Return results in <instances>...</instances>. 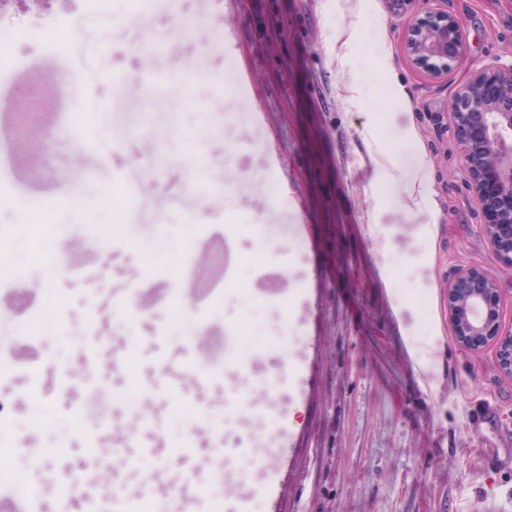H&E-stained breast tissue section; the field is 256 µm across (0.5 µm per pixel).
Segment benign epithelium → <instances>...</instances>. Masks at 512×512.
I'll use <instances>...</instances> for the list:
<instances>
[{"label":"benign epithelium","mask_w":512,"mask_h":512,"mask_svg":"<svg viewBox=\"0 0 512 512\" xmlns=\"http://www.w3.org/2000/svg\"><path fill=\"white\" fill-rule=\"evenodd\" d=\"M49 0H0V8L25 12L45 9ZM407 50L431 70L448 67L464 50L458 21L428 11L408 30ZM456 141L475 200L481 210L496 208L484 225L496 261L512 267V65L478 70L451 105ZM497 285L484 270L460 271L448 281V319L459 343L481 348L491 343L499 368L512 375V333L501 334L496 321Z\"/></svg>","instance_id":"1"}]
</instances>
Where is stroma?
<instances>
[{
  "mask_svg": "<svg viewBox=\"0 0 512 512\" xmlns=\"http://www.w3.org/2000/svg\"><path fill=\"white\" fill-rule=\"evenodd\" d=\"M359 0H176L175 18H161L166 37L161 59L131 49L121 31L134 16L128 0H109L103 11L82 0H53L41 14L0 10V29L14 30L9 53L23 70L0 79V141L15 139L16 100L35 69L52 73L60 88L58 109L39 112L48 130L65 129V117L84 119L75 167L92 175L94 191L79 217L110 230L105 201L124 191L125 175L155 152L169 155L144 193L157 205L182 191L189 178L221 181L229 195L213 197L200 223H172L168 248L178 252L196 237L217 244L232 239L239 264L224 285V302L239 327L236 349L252 351L258 340L281 347L275 369L288 378L291 423L279 436L280 418L268 409L261 438L245 430L212 427L224 415V387L232 378H206L187 361L170 329L171 311L158 306L133 335H112L95 355L91 384L123 389L128 381L113 366L125 349L138 360L145 387L143 447L129 485L143 489L162 462L157 445L178 450L192 434H214L204 453L231 456L235 468L208 482V499L235 497L262 465L265 440L280 438L282 464L275 499H261V512H512V376L501 372L493 345L474 351L460 344L448 319V280L477 268L496 281L497 325L512 331V268L489 251L484 216L457 151L450 116L452 100L479 69L512 64V0H420L394 15L387 0H373L369 13ZM456 18L462 54L448 70L433 73L407 52L405 36L424 9ZM71 19L73 39L92 52L99 76L88 80L85 58L50 52L22 29L35 20ZM355 25L344 67L331 53L337 28ZM211 57L210 70L197 58ZM146 73L180 83L184 108L152 111V94L140 83ZM357 81L362 105L348 100ZM122 82L135 124L113 146L102 113ZM247 97H236L240 82ZM416 141H409L407 131ZM57 151L48 144L28 154L0 150V179L35 209L68 214L61 174L49 165ZM384 153L400 168V182L385 186L371 157ZM422 153L432 207L415 206L405 192L414 153ZM433 223L431 241L421 225ZM275 244L270 262L253 257L252 228ZM79 273L59 287L71 298L67 318L79 324L89 289H99L98 309L112 326L118 293L136 286L145 271L138 237L120 242L108 268L87 261L80 241L67 240ZM280 278L268 290V273ZM57 374L44 373L40 400L26 401L13 418L32 446L48 440L59 453L41 460L50 476L42 504L57 512L59 485L75 481L78 498L99 512L107 507L100 474L111 471L109 449L125 441L131 419L112 412V425L95 436L79 430L82 389H57ZM492 408V425L472 427L475 407Z\"/></svg>",
  "mask_w": 512,
  "mask_h": 512,
  "instance_id": "stroma-1",
  "label": "stroma"
}]
</instances>
